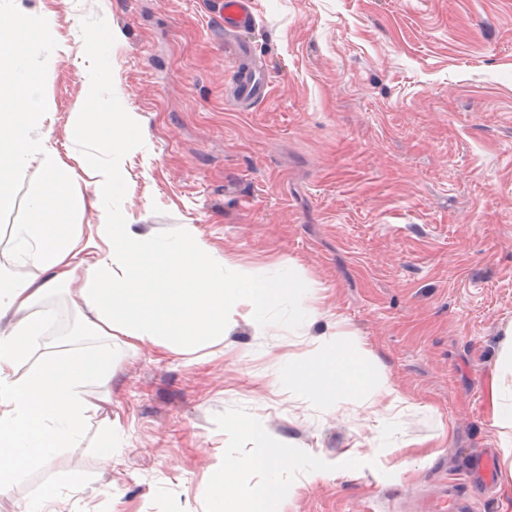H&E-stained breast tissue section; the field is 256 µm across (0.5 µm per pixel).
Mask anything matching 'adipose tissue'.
I'll return each mask as SVG.
<instances>
[{"mask_svg": "<svg viewBox=\"0 0 512 512\" xmlns=\"http://www.w3.org/2000/svg\"><path fill=\"white\" fill-rule=\"evenodd\" d=\"M51 12L32 15L24 0H9L6 22L0 24V208L10 204L16 183L30 163H39L41 184L31 202V219L17 225L19 254L33 258L43 276L20 280L0 265V492L17 483L28 470L74 447L93 404L92 386L112 378V350L52 348L41 344L47 328L37 305L53 290L69 284L77 269L85 285L75 306L85 334L106 339L125 336L137 345L167 350L202 344L223 335L226 326L243 317L257 320L261 307L281 295L291 296L305 316L309 290L303 279L285 282L254 280L247 268L225 275L224 259L194 228L160 241L115 216L112 197L121 192L118 163L140 135L135 113L109 118L101 113L92 91L76 103L85 130L99 139L108 165L90 170L89 191H79L80 175L57 153L49 137H33L46 108L37 95L41 76L27 63L36 48L58 43ZM93 211L97 222L89 233L65 220L70 208ZM502 354L489 385V413L500 428L499 448L512 459V402L504 403L501 378L512 374V325L505 331ZM319 360L298 367V389L333 403L368 393L379 401L399 402L390 383L370 374L358 343L328 342ZM37 366L21 372L31 354ZM297 458L284 443L269 441L255 465L265 481L249 496L236 492L241 463L224 457L209 475L207 512H283L278 476Z\"/></svg>", "mask_w": 512, "mask_h": 512, "instance_id": "ef3b65f1", "label": "adipose tissue"}]
</instances>
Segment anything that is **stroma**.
Masks as SVG:
<instances>
[{
	"mask_svg": "<svg viewBox=\"0 0 512 512\" xmlns=\"http://www.w3.org/2000/svg\"><path fill=\"white\" fill-rule=\"evenodd\" d=\"M27 5L59 25V43L29 58L59 155L79 170L107 162L73 131L96 83L103 110L136 113L145 130L123 159L113 212L159 239L192 226L259 281L299 276L316 316L300 322L284 295L263 328L237 320L193 352L113 337L111 403L91 413L78 447L0 494V512H22L47 485L60 512H205L211 468L237 457L249 495L264 481L251 462L270 440L301 460L278 477L284 512H420L485 452L496 476L473 489L474 512H512V465L488 417L512 324V0H254L240 60L222 0ZM92 30L114 35L102 83L84 49ZM238 66L267 83L244 109L230 94ZM41 177L31 164L0 210V257L22 279L41 274L14 257ZM84 280L77 271L43 300V343L76 334ZM353 337L401 402L328 404L298 390L289 373L320 339ZM244 419L264 436L237 433ZM112 421L107 457L97 443ZM334 461L335 475L311 478Z\"/></svg>",
	"mask_w": 512,
	"mask_h": 512,
	"instance_id": "obj_1",
	"label": "stroma"
}]
</instances>
